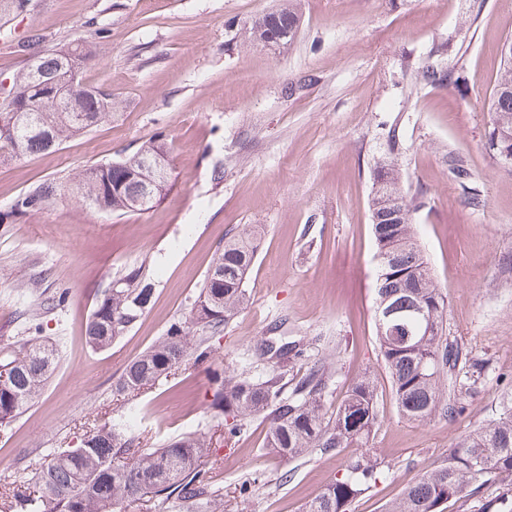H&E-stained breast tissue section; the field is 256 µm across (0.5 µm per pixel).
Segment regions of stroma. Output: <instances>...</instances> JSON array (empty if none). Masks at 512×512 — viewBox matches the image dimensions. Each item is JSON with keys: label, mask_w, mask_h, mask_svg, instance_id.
<instances>
[{"label": "stroma", "mask_w": 512, "mask_h": 512, "mask_svg": "<svg viewBox=\"0 0 512 512\" xmlns=\"http://www.w3.org/2000/svg\"><path fill=\"white\" fill-rule=\"evenodd\" d=\"M280 0H37L0 26V79L30 63L15 45L39 29L43 47H96L86 84L110 92L114 119L53 150L0 163V211L39 184L135 153L151 138L170 146L171 179L150 212L116 216L69 199L0 224V350L31 337L59 361L40 395L0 431L5 489L36 460L75 447L112 421L160 444L216 427L215 386L203 366L116 401L125 364L185 318L224 238L251 224L263 237L247 281L248 306L208 344L216 360L263 371L251 349L280 335L378 381L371 446L381 475L351 512H383L411 481L446 459L454 442L492 419L512 393V163L489 151L491 96L501 46L512 38V0H303L294 43L276 52L249 42L252 23ZM445 55H437V48ZM455 68L463 81L416 84L413 70ZM403 143L407 194L431 274L448 296V323L484 371L464 412L428 423L403 419L380 363L374 316L377 260L368 200L375 156L389 130ZM468 162L480 204L462 202L443 161ZM224 173L215 180L214 169ZM149 264L152 306L104 351L85 324L122 272ZM250 421L216 453L211 487L224 512H300L341 476L346 455L279 462ZM248 486V497L239 489Z\"/></svg>", "instance_id": "obj_1"}]
</instances>
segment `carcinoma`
Returning a JSON list of instances; mask_svg holds the SVG:
<instances>
[{
	"label": "carcinoma",
	"instance_id": "cac0c4a2",
	"mask_svg": "<svg viewBox=\"0 0 512 512\" xmlns=\"http://www.w3.org/2000/svg\"><path fill=\"white\" fill-rule=\"evenodd\" d=\"M300 22L301 0H284L251 27L250 39L264 45L274 38L284 49L293 43ZM59 64L56 53L41 51L26 70L11 77L10 95L29 106V111L0 108V158L48 151L112 119V113L100 111L99 99L92 96L61 95L52 102L38 98L42 76ZM453 75L428 64L416 69L414 79L432 86ZM491 112L487 146L498 155L497 131H512V67L501 69ZM165 155L166 143L150 139L128 158L96 165L64 182H49L23 194L10 210L0 212V224L45 210L60 198L99 212L145 214L160 201L169 180L157 165V158ZM444 158L464 202L478 205L479 193L472 186L466 161L452 149ZM372 175L381 178L382 186L369 200V208L382 215L395 203L408 216L404 224L373 225L378 259L375 312L391 311L393 318L414 332L413 340L403 345L375 323L395 404L400 416L410 422L437 416L450 419L464 411L483 365L464 354L450 337L447 299L433 280L416 225L409 219L423 201L407 196L403 189L397 142H390L388 150L373 160ZM149 181L156 186L146 193ZM138 199L140 204L128 206ZM256 251L252 232L224 239L185 320L173 323L165 336L124 367L115 396L133 400L187 362L209 361L205 342L221 334L249 302L246 282ZM112 283L119 287L104 292L86 323V343L95 350L108 349L132 328L154 296L155 284L143 266L113 278ZM417 310L429 317L423 325L413 321ZM282 348L285 352L274 353L267 340L257 346L256 354L268 364L259 375L245 367L212 369L217 389L210 407L216 415L232 419L224 423V434L230 436L243 431L249 420L263 419L267 423L264 447L284 462L302 461L318 452L349 451L345 472L302 507V512H349L351 502L380 476L378 459L369 446L378 423L377 383L370 373H358L337 400V370L332 363L316 359L298 367L296 361L304 352L300 344L288 341L276 346ZM57 357V350L46 341H27L5 353L14 376L10 383L0 384L1 430L40 394ZM77 447L80 451L75 455L66 448L46 455L32 476L12 489L21 512H114L120 503L162 493L176 496L186 512H216L223 507L217 496L208 493L203 467L215 447L205 432H189L147 448L140 439L126 435L124 427L104 423L85 431ZM491 487L504 494L486 497ZM465 492L481 502L480 512H512V395L502 400L496 417L456 441L448 457L409 483L385 512H447L448 503Z\"/></svg>",
	"mask_w": 512,
	"mask_h": 512
}]
</instances>
